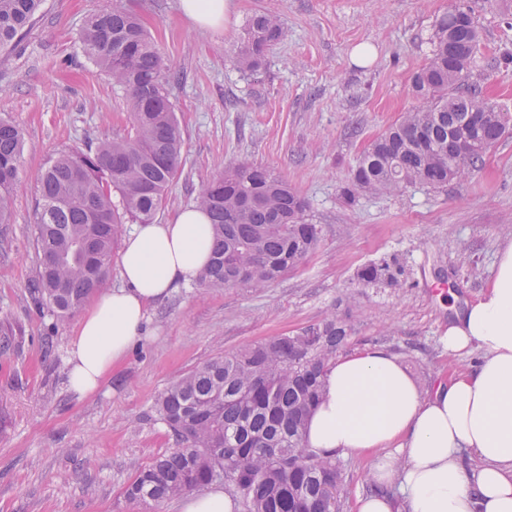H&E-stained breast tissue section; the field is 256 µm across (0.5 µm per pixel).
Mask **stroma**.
Wrapping results in <instances>:
<instances>
[{
	"instance_id": "35a3bbf8",
	"label": "stroma",
	"mask_w": 512,
	"mask_h": 512,
	"mask_svg": "<svg viewBox=\"0 0 512 512\" xmlns=\"http://www.w3.org/2000/svg\"><path fill=\"white\" fill-rule=\"evenodd\" d=\"M455 0H231L222 27L196 25L180 0H43L22 40L0 51V118L23 133L10 221L0 224V512H183L181 500H127L135 475L174 442L152 406L165 387L210 358L337 314L347 355L382 347L422 391L478 362L441 343L455 311L492 281L512 240V134L470 175L442 188L409 184L347 201L360 154L415 97L410 78L427 62L437 19ZM480 30L470 82L512 113V0H465ZM137 15L170 74L185 141L157 223L195 205L201 188L240 162L274 171L306 202L319 228L312 254L265 288L189 282L152 306L140 338L100 389L75 395L67 376L76 317L35 305L33 225L39 175L64 151L124 134L111 78L84 53L94 14ZM284 34L262 66L241 69L234 51L256 13ZM360 45L371 63L352 61ZM397 260L403 287L366 285L359 269ZM351 512L365 494L367 458L336 455Z\"/></svg>"
}]
</instances>
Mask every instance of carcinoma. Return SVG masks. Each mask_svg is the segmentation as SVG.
Returning <instances> with one entry per match:
<instances>
[{"label": "carcinoma", "instance_id": "1", "mask_svg": "<svg viewBox=\"0 0 512 512\" xmlns=\"http://www.w3.org/2000/svg\"><path fill=\"white\" fill-rule=\"evenodd\" d=\"M42 0H0V49L22 37ZM283 34L268 13L251 16L235 49L257 69ZM86 55L122 93L129 128L87 152L54 157L39 185L34 239L40 262L34 303L57 318L75 313L104 283L125 224H151L179 172L183 135L169 96L164 59L140 20L112 8L91 19ZM479 46L471 10L456 3L436 23L426 65L412 78L418 103L357 159L344 195L441 188L465 178L512 132V119L483 88L466 82ZM476 118L461 159L448 141ZM23 150L21 130L0 120V224L8 223ZM211 218L213 247L197 281L204 287H264L304 262L318 241L305 201L270 170L246 162L224 171L198 196ZM396 263L369 265L359 279L397 286ZM348 336L331 317L291 335L209 359L173 381L155 412L176 447L157 456L127 486V499L159 504L222 484L242 512H340L346 489L336 459L308 449L303 435L324 395L325 369Z\"/></svg>", "mask_w": 512, "mask_h": 512}]
</instances>
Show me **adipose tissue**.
Masks as SVG:
<instances>
[{
	"mask_svg": "<svg viewBox=\"0 0 512 512\" xmlns=\"http://www.w3.org/2000/svg\"><path fill=\"white\" fill-rule=\"evenodd\" d=\"M211 244L209 216L197 206L126 237L123 287L104 291L75 327L68 377L77 396L93 393L128 354L151 305L198 277ZM441 341L449 354L476 348L483 356L427 397L379 347L328 366L304 440L327 455L372 454L379 490L358 498L355 512H512V241L492 283L449 320ZM392 487L401 503L388 496Z\"/></svg>",
	"mask_w": 512,
	"mask_h": 512,
	"instance_id": "adipose-tissue-1",
	"label": "adipose tissue"
}]
</instances>
